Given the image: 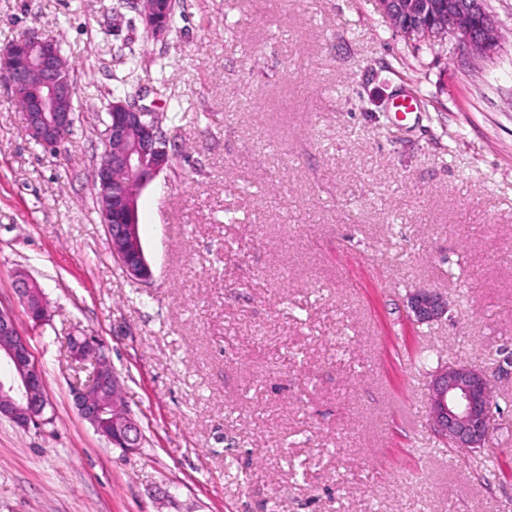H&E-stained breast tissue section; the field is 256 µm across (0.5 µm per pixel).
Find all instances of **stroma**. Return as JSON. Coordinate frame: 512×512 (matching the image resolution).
<instances>
[{
	"label": "stroma",
	"mask_w": 512,
	"mask_h": 512,
	"mask_svg": "<svg viewBox=\"0 0 512 512\" xmlns=\"http://www.w3.org/2000/svg\"><path fill=\"white\" fill-rule=\"evenodd\" d=\"M485 6L498 46L468 63L379 0H179L158 39L127 0H0V47L38 27L77 82L54 151L0 82V308L50 400L40 426L0 417V512H512V0ZM126 95L172 155L139 198L146 282L96 213ZM418 288L442 319L409 318ZM71 336L100 340L136 452L79 414ZM446 362L492 381L483 450L429 429ZM19 285V293L25 302L29 318L34 324H41L46 319V312L39 295L37 284L32 279L21 276ZM36 296H39V302L35 300ZM410 317L418 324L432 323L448 311V303L442 293L431 288H421L408 297Z\"/></svg>",
	"instance_id": "1"
}]
</instances>
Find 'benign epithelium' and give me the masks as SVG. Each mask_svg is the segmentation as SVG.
<instances>
[{
	"label": "benign epithelium",
	"instance_id": "7a95c632",
	"mask_svg": "<svg viewBox=\"0 0 512 512\" xmlns=\"http://www.w3.org/2000/svg\"><path fill=\"white\" fill-rule=\"evenodd\" d=\"M148 33L162 38L171 30L176 0L155 5L136 0ZM390 25L425 40L452 34L468 55L483 56L499 38L494 17L484 0H380ZM23 96L22 126L30 138L57 148L69 138L75 124L77 85L65 66L57 41L38 29H29L0 49V81ZM103 159L95 168L96 203L112 252L131 279L153 277L140 237L138 198L152 180L170 166L168 140L159 125L135 98H116L108 104L102 134ZM19 293L34 324L46 320L37 284L23 276ZM408 308L419 324L441 319L448 311L442 293L421 288L408 297ZM71 358L95 361L91 378L75 393L77 408L95 430L113 445L134 452L140 448L141 430L118 390L112 366L100 345L88 338H72ZM9 373L0 377V416L21 428L41 425L49 398L41 370L32 360L29 341L13 316L0 310V363ZM493 422V399L486 372L471 364H450L438 371L430 386L429 427L453 448L483 449Z\"/></svg>",
	"mask_w": 512,
	"mask_h": 512
}]
</instances>
